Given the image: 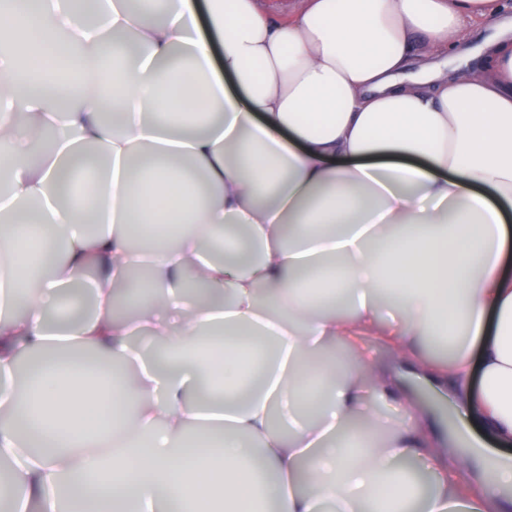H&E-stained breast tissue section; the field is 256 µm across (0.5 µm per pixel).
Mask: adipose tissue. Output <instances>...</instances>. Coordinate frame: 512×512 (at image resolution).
<instances>
[{"label":"adipose tissue","mask_w":512,"mask_h":512,"mask_svg":"<svg viewBox=\"0 0 512 512\" xmlns=\"http://www.w3.org/2000/svg\"><path fill=\"white\" fill-rule=\"evenodd\" d=\"M100 22L46 0H0V500L9 512H501L512 500V18L506 0H92ZM493 28L481 68L456 65ZM134 53L88 83L73 48ZM95 145L104 167L82 161ZM150 245L130 246L131 229ZM46 256L32 279L34 254ZM152 302L113 316L130 268ZM89 285L93 313L45 306ZM191 352L160 369L132 330ZM450 337L448 403L479 407L497 449L439 448L419 409L385 405L395 358ZM90 350L123 367L92 389L53 362ZM35 423L37 447L20 438ZM198 431L196 452L180 450Z\"/></svg>","instance_id":"1"}]
</instances>
